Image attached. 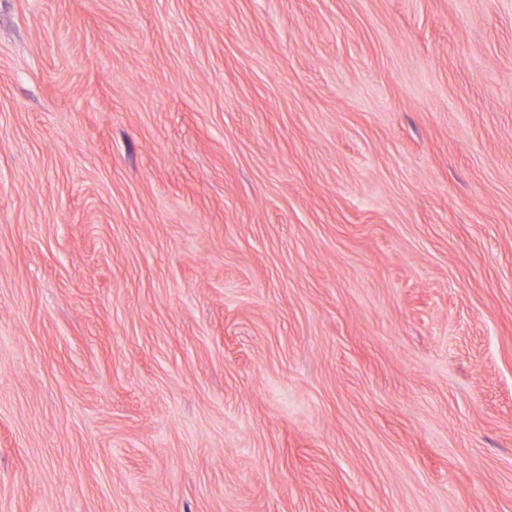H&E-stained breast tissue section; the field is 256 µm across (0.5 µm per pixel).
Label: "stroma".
<instances>
[{"instance_id": "35a3bbf8", "label": "stroma", "mask_w": 512, "mask_h": 512, "mask_svg": "<svg viewBox=\"0 0 512 512\" xmlns=\"http://www.w3.org/2000/svg\"><path fill=\"white\" fill-rule=\"evenodd\" d=\"M0 512H512V0H0Z\"/></svg>"}]
</instances>
